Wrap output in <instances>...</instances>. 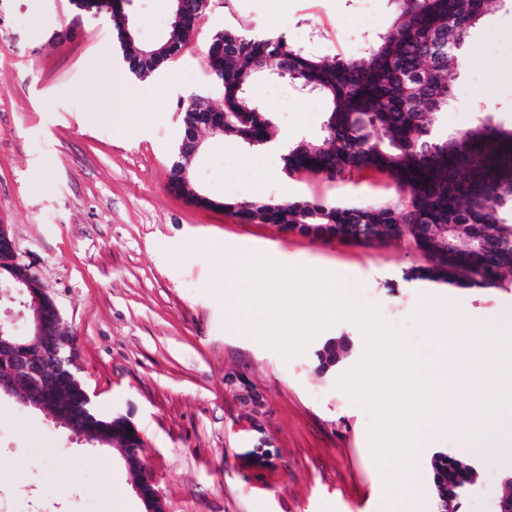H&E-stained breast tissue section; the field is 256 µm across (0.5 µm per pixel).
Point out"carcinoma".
<instances>
[{
    "instance_id": "obj_1",
    "label": "carcinoma",
    "mask_w": 512,
    "mask_h": 512,
    "mask_svg": "<svg viewBox=\"0 0 512 512\" xmlns=\"http://www.w3.org/2000/svg\"><path fill=\"white\" fill-rule=\"evenodd\" d=\"M496 3L503 0H394L393 29L371 37L366 55L357 60L318 57L288 44L282 34L216 32L207 56L223 94L224 134L249 145L269 140L271 117L251 87L267 69L286 70L292 85L326 101L329 111L323 139L291 148L285 172L346 180L376 171L391 178L399 194L396 203L381 206L229 200L224 210L244 223L279 224L357 244L411 239L432 265L412 270L409 279L459 288L503 286L512 276V130L499 129L488 118L464 132L434 130L448 111V78L458 67L459 48ZM203 15L202 0H185L168 37L186 45ZM111 17L122 55L135 62L129 72L143 78L157 71L162 58L139 55L142 47L127 40L123 17ZM448 240L473 248L480 279L457 275L442 256L440 244ZM89 418L123 448L112 418L92 410ZM443 456L465 473L454 490L459 498L474 480L473 468L450 452Z\"/></svg>"
}]
</instances>
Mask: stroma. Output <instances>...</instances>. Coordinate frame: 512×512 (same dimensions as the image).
I'll list each match as a JSON object with an SVG mask.
<instances>
[{
  "instance_id": "35a3bbf8",
  "label": "stroma",
  "mask_w": 512,
  "mask_h": 512,
  "mask_svg": "<svg viewBox=\"0 0 512 512\" xmlns=\"http://www.w3.org/2000/svg\"><path fill=\"white\" fill-rule=\"evenodd\" d=\"M126 13L141 45L166 38L173 0H132ZM392 0H227L198 25L184 50L145 78L128 73L109 17L70 0H0V224L33 264L76 348L77 375L104 416L127 417L143 435V464L166 512H394L369 450L371 416L337 389L361 359L352 322L322 331L286 360L231 323L225 268L262 252L346 278L377 304L413 348L430 341L426 297L408 279L429 257L408 240L367 245L244 224L173 194L178 101L197 95L221 108L206 64L208 44L231 27L283 33L323 57L355 59L392 25ZM255 94L272 138L322 136L325 101L288 89ZM442 128L464 131L480 117L512 129V6L487 14L449 82ZM113 88L110 116L93 90ZM192 166L214 199H320L390 203L395 183L375 172L331 181L283 171L281 156L231 135L202 131ZM335 343V366L318 351ZM490 447L456 449L434 432L407 474L414 512H438L431 461L455 451L475 467L458 512H493L512 474V410L499 415ZM119 450L82 442L51 412L0 396V512H145Z\"/></svg>"
}]
</instances>
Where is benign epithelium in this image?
<instances>
[{
  "label": "benign epithelium",
  "mask_w": 512,
  "mask_h": 512,
  "mask_svg": "<svg viewBox=\"0 0 512 512\" xmlns=\"http://www.w3.org/2000/svg\"><path fill=\"white\" fill-rule=\"evenodd\" d=\"M201 146L202 140L198 136L180 145L177 159L170 167L173 177L169 178V185L177 190L185 188L194 197L199 196V193L190 173ZM19 263L21 260L9 225L1 224L0 265L15 266ZM20 287L27 291L33 305L44 304L46 308L34 315L30 334L26 338L13 332L10 326L12 311H5V318H0V357L10 362V382L0 380V393L16 398L24 406L44 409L61 388L73 385L80 395L79 410L91 406L89 394L76 379L74 344L68 337L60 335L61 314L56 302L32 270L20 283ZM57 422L90 444H109L106 437L83 423L78 410L58 417ZM123 430L127 448L122 451V457L126 468L139 475L135 489L144 503L145 512H164L162 500L153 482L143 474L142 451L146 442L127 419L124 420Z\"/></svg>",
  "instance_id": "benign-epithelium-1"
}]
</instances>
